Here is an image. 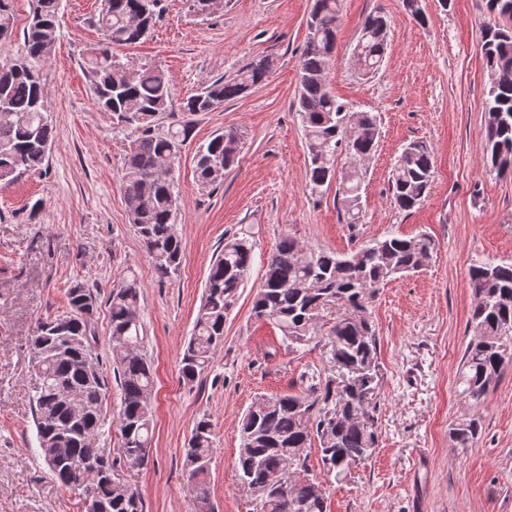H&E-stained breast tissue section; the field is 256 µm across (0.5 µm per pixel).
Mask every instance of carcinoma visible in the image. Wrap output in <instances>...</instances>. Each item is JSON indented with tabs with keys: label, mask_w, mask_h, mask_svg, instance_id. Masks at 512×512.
<instances>
[{
	"label": "carcinoma",
	"mask_w": 512,
	"mask_h": 512,
	"mask_svg": "<svg viewBox=\"0 0 512 512\" xmlns=\"http://www.w3.org/2000/svg\"><path fill=\"white\" fill-rule=\"evenodd\" d=\"M23 46L15 58L0 60V185H10L39 171L49 160L53 122L42 69L57 39L62 0H31ZM494 22L482 30V53L491 72L483 112L486 159L499 175L512 173V0H488ZM341 0H314L304 48L298 61L300 91L296 112L307 146L318 152L307 160L310 194L338 180L336 202L345 223H362V188L366 172L352 165L336 178L342 153L358 161L371 157L380 138L374 112H354L327 88L326 71L336 49ZM162 0H104L91 24L101 42L87 50L83 67L102 112L112 115L117 131L134 130L125 155L124 201L129 222L141 240L159 280L178 274L184 250L178 232L179 191L162 176L172 151L190 141L193 124L174 119L173 89L158 67L133 70L116 49L138 43L153 28ZM12 0H0V40L14 32ZM388 22L368 15L356 40L366 75L384 61ZM273 61L261 57L228 78L220 77L182 102L190 114L212 112L266 81ZM354 123V138L345 136ZM240 138L232 130L199 144L195 176L202 187L224 182L237 162ZM435 173L429 146L410 142L391 176V200L410 211L428 195ZM256 242L242 229L224 238L210 265L205 295L180 359V375L193 383L224 342V323L248 278ZM434 243L425 234L410 238L387 235L362 242L348 255L305 248L295 238L279 240L267 259L264 280L253 298L256 318L274 323L290 345H304L317 333L322 312L340 311L327 336L324 373H304L299 394L270 398L267 409L248 408L239 420L238 479L261 492L252 512H327L325 492L307 478V449L320 447L326 473L338 481L365 461L378 444L376 407L383 379L377 336L369 303L391 278L422 269ZM475 299L458 374L459 396L469 412L454 421L449 435L457 448H469L480 431L479 409L492 384L512 365V262H479L469 267ZM141 287L124 278L109 293V343L112 372L120 390L116 426L121 455L134 468L147 459L153 425L154 377L143 348ZM67 310L37 321L31 340L33 419L43 458L52 478L63 486L77 484L78 467L87 461L98 469L88 489L100 512H144L138 492L114 480L109 448L99 447L106 420L109 383L97 354L93 317L98 291L81 283L66 293ZM214 451L208 417L196 420L185 448L184 467L197 503L210 501L209 465Z\"/></svg>",
	"instance_id": "carcinoma-1"
}]
</instances>
